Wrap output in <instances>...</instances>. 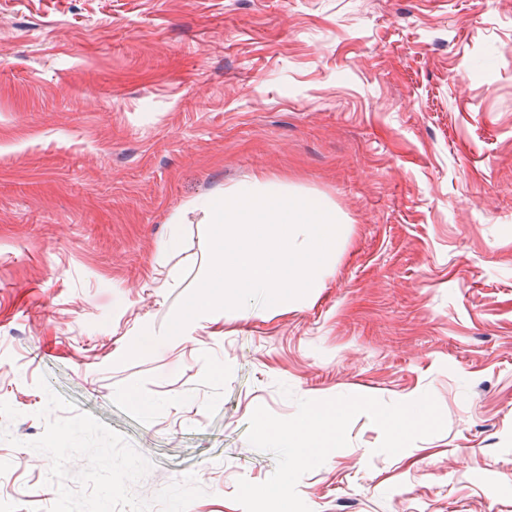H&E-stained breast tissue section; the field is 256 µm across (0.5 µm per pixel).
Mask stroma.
Instances as JSON below:
<instances>
[{"label":"stroma","mask_w":512,"mask_h":512,"mask_svg":"<svg viewBox=\"0 0 512 512\" xmlns=\"http://www.w3.org/2000/svg\"><path fill=\"white\" fill-rule=\"evenodd\" d=\"M260 177L341 217L325 288L122 362L204 276V205ZM50 390L151 462L137 496L194 474L188 512L273 473L256 407L428 392L441 432L389 456L358 415L302 500L512 512V0H0V512L57 498Z\"/></svg>","instance_id":"35a3bbf8"}]
</instances>
